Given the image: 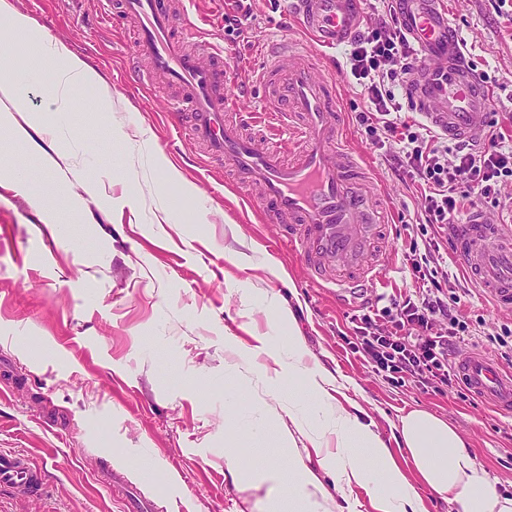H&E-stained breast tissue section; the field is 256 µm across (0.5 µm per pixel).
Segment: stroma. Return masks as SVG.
<instances>
[{"label":"stroma","mask_w":512,"mask_h":512,"mask_svg":"<svg viewBox=\"0 0 512 512\" xmlns=\"http://www.w3.org/2000/svg\"><path fill=\"white\" fill-rule=\"evenodd\" d=\"M289 0H251L245 36L224 31V0H192L191 22L224 50L236 89L263 111L256 82L271 59L272 41L302 31L288 16ZM448 21L466 42V55L487 78L490 120L512 132V22L496 0H444ZM14 12L98 71L116 110L101 113L93 90L79 93L63 121L80 176L47 164L54 142L20 140L0 127V451L27 455L45 467V490L28 497L0 490V512H127L125 492L109 473L121 471L161 512H260L269 487L233 481L224 460L227 410L264 412L255 373L225 369L232 336L254 347L270 331L256 294L265 289L289 308L311 354L348 382L365 421L384 438L400 418L426 409L457 429L501 493L512 496V412L447 386L412 377L389 378L348 343L351 319L369 302L391 306L414 290L410 251L447 273H464L448 243L430 247L419 222L422 189L398 179L389 149L362 135L355 109L366 108L346 78L345 46L329 50L336 63L334 93L346 114V144L359 153L377 188L386 190L390 254L379 258L372 288L339 301L313 280L304 262L261 221L247 192L219 161L177 133L163 110V90L131 85L132 28L107 14L102 0H9ZM130 142L150 137L177 170H159L126 203L131 164L114 142L112 125ZM19 171L25 187L8 182ZM192 187L194 196L184 194ZM163 190L178 217L156 224L152 197ZM469 330L449 347L448 360L476 352L512 371V349L499 346L512 311L496 306L475 283L456 289ZM242 400L234 402L231 392ZM249 464L287 468L293 451L274 436L255 440L239 429Z\"/></svg>","instance_id":"obj_1"}]
</instances>
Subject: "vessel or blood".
<instances>
[{"label": "vessel or blood", "instance_id": "vessel-or-blood-1", "mask_svg": "<svg viewBox=\"0 0 512 512\" xmlns=\"http://www.w3.org/2000/svg\"><path fill=\"white\" fill-rule=\"evenodd\" d=\"M312 42L279 40L260 85L268 111L291 114L301 145L293 159L268 147L262 135L244 136L249 116L227 92V69L215 66L201 32H173L169 0H120L122 15L137 22L133 55L150 62L133 71L139 86L168 88L172 117L190 113L189 141L204 146L210 159L224 162L239 186L258 187L264 222L276 225L308 266L337 295L369 287L380 271L370 255L381 230V214L362 158L342 144L343 116L330 94L335 70L327 50L351 42L365 21L360 0H289ZM394 20L415 47L417 64L406 94L430 127L461 143L483 140L491 103L470 66L441 0H395ZM455 253L498 307L512 310V225L482 214L467 217L453 240ZM455 368L480 400L512 410V373L491 358L470 354ZM42 471L26 456L0 454V489L39 495Z\"/></svg>", "mask_w": 512, "mask_h": 512}]
</instances>
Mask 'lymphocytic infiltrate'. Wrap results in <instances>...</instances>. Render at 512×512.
<instances>
[{
	"instance_id": "1",
	"label": "lymphocytic infiltrate",
	"mask_w": 512,
	"mask_h": 512,
	"mask_svg": "<svg viewBox=\"0 0 512 512\" xmlns=\"http://www.w3.org/2000/svg\"><path fill=\"white\" fill-rule=\"evenodd\" d=\"M383 7L384 15L364 29L349 52L350 74L369 101L367 109L357 112L356 122L370 144L397 145V171L424 188L422 227L450 235L468 214L499 203L502 186L512 183V145L491 130L482 147H452L446 138L402 116L395 91L403 87L414 58L405 35L393 21L390 0H385ZM413 271L420 289L397 304L392 329H379L367 314L354 333L361 337L364 353L378 368L411 376L427 372L449 389L460 390L457 374L448 367V346L452 333L466 329L467 324L456 308L441 298L432 270L417 264ZM438 323L447 324V333L432 335Z\"/></svg>"
}]
</instances>
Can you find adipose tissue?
Wrapping results in <instances>:
<instances>
[{"mask_svg":"<svg viewBox=\"0 0 512 512\" xmlns=\"http://www.w3.org/2000/svg\"><path fill=\"white\" fill-rule=\"evenodd\" d=\"M4 14L9 17L5 37L27 34L40 62L16 70L12 80L0 81V122L24 112L19 87L30 81L47 84L51 109L49 115L31 117L28 126L18 127L19 136L32 129L58 136L62 116L71 111L76 94L88 88L96 91L99 111H111L109 86L83 61L33 27L26 16L12 12L7 0H0ZM259 342L271 347L277 366L274 376L263 380L264 393L287 414L290 424L280 437L304 439L305 451L314 453L319 464L310 469L298 456L289 462L287 473L258 470L243 463L238 441L226 440L224 458L232 475L270 483L265 512H327L334 495L346 496L354 489L367 494L374 512H426L420 494L424 488L447 500L456 512H512V497L497 491L446 420L423 409L402 415L398 444L412 466L404 471L373 423L361 418L359 405L340 399L338 378L313 359L299 335L289 334L283 347L273 346L268 336ZM326 475L332 485L323 483Z\"/></svg>","mask_w":512,"mask_h":512,"instance_id":"adipose-tissue-1","label":"adipose tissue"}]
</instances>
